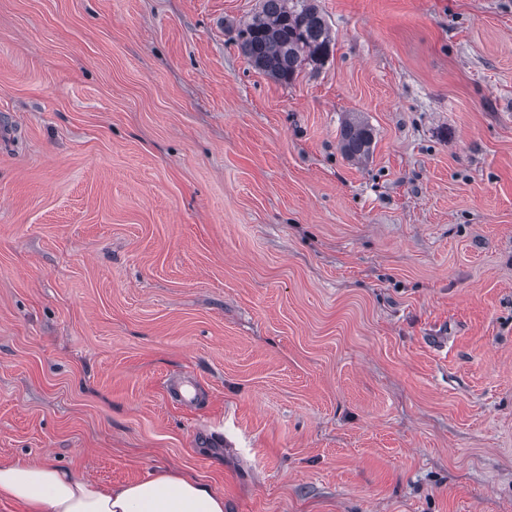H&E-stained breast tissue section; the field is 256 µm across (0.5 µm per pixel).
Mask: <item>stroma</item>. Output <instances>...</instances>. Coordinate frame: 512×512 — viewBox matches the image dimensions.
I'll return each instance as SVG.
<instances>
[{
    "label": "stroma",
    "mask_w": 512,
    "mask_h": 512,
    "mask_svg": "<svg viewBox=\"0 0 512 512\" xmlns=\"http://www.w3.org/2000/svg\"><path fill=\"white\" fill-rule=\"evenodd\" d=\"M317 4L286 85L261 0H0V462L512 512V0ZM263 0L260 12L238 31L244 53L275 81L290 84L303 65L328 54L331 33L315 0ZM373 129L359 117L348 120L341 132V150L354 161L361 162L369 156Z\"/></svg>",
    "instance_id": "obj_1"
}]
</instances>
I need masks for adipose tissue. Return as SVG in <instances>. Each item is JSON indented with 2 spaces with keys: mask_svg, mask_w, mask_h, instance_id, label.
Instances as JSON below:
<instances>
[{
  "mask_svg": "<svg viewBox=\"0 0 512 512\" xmlns=\"http://www.w3.org/2000/svg\"><path fill=\"white\" fill-rule=\"evenodd\" d=\"M26 512H224L206 483L166 470L112 490L50 464L0 463V498Z\"/></svg>",
  "mask_w": 512,
  "mask_h": 512,
  "instance_id": "ef3b65f1",
  "label": "adipose tissue"
}]
</instances>
